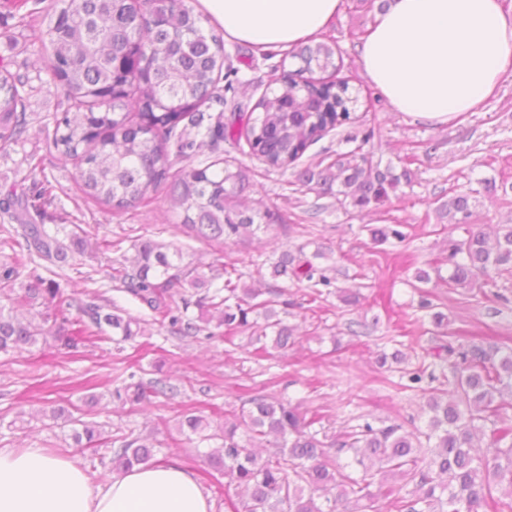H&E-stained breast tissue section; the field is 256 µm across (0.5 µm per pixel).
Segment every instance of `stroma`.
Listing matches in <instances>:
<instances>
[{
    "label": "stroma",
    "instance_id": "1",
    "mask_svg": "<svg viewBox=\"0 0 512 512\" xmlns=\"http://www.w3.org/2000/svg\"><path fill=\"white\" fill-rule=\"evenodd\" d=\"M378 7V0H344L326 30L343 57V75L349 77L352 88L362 92L370 85L359 67L357 47L373 25ZM17 22V16L0 8V61L25 76L30 86L24 94L26 131L0 149V199L51 184L53 197L43 206L41 223L56 226L63 237L78 224L115 242V249L108 253L77 255L72 265L50 266L42 275L77 299L93 290L106 309L140 316L144 336L142 346L136 348L127 343L91 344L75 359L51 340L19 352L0 353V448L36 445L74 459L93 478L111 475L107 449L74 447L70 425L53 424L43 415L50 406L84 407L94 395L98 402L89 408L94 420L115 432L131 430L149 438L156 448V460L177 463L191 474L208 496L213 512H235L240 495L205 459L210 448L218 447V440L199 445L176 430L177 417L185 407L201 410L219 428L225 411L240 408L261 388L270 396L300 404L306 414H318L316 430L330 436L363 419L412 420L425 427L420 392L395 389L399 372L379 369L374 354L399 348L412 361L435 343L432 326L418 322L419 297L412 283L418 270L427 269L429 261L444 255L446 233L436 208L447 199L449 190L477 191L486 223L512 221V209L501 205L499 194L484 190L488 181L497 187L512 185V78L502 81L478 111L446 124L416 120L393 111L382 97L372 96L355 123L329 132L307 148L299 161L303 167L330 162L336 154L350 151L346 133L366 134L370 140L364 152L395 170L409 169L411 186L404 196L391 198L381 214L350 216L337 210L327 197L324 210L310 217L315 197L299 191L292 172L269 168L229 139L214 150L207 146L194 149L189 157L175 161L174 170L202 168L223 158L241 162L250 176L246 198L285 219L284 224H271L248 247L207 243L182 233L165 193H158L149 205L120 214L110 206L85 201L75 163L52 143L55 118L67 103L63 92L47 82L48 50L38 35L20 32ZM224 51L235 70V99L248 111L263 94L279 91V84L270 78L272 67L282 65L294 71L301 65L299 59L278 54L262 57L240 43L225 44ZM387 216L411 225L406 241L372 243L368 225L382 223ZM144 235L181 247L188 259L202 265L222 257L225 264L243 273L246 282L257 280L265 288L287 287L293 303L287 322L298 326L301 345L257 358L246 332L238 335L233 351L217 338L171 335L155 322L149 309L117 290L110 278L113 264L132 256L134 241ZM317 243L333 251L337 287L360 289L365 297L362 307L345 305L332 294L320 309L309 311L301 304L306 282L272 277L270 268L259 271L251 263L261 252L293 253L301 247L310 255ZM85 272L93 276V286L82 281ZM428 288L447 314L448 330L457 342L476 338L512 347V279H494L478 294L451 290L442 283H429ZM363 319L369 320V329L363 335H351L349 321ZM155 360L160 363L159 377L178 385L179 395L165 405L136 412L117 408L110 394L113 378L125 370L140 372Z\"/></svg>",
    "mask_w": 512,
    "mask_h": 512
}]
</instances>
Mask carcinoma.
<instances>
[{
	"label": "carcinoma",
	"instance_id": "1",
	"mask_svg": "<svg viewBox=\"0 0 512 512\" xmlns=\"http://www.w3.org/2000/svg\"><path fill=\"white\" fill-rule=\"evenodd\" d=\"M46 21L50 81L64 93L72 111L55 121L54 147L76 162L82 191L92 200L117 211L148 203L161 189L172 168L168 145L176 140V156L186 157L196 145L191 130L216 146L224 138L245 139L249 153L268 167L286 170L295 165L309 145L327 132L352 123L357 97L348 82L332 80L343 59L336 43L310 41L289 52L301 61L296 74L283 73V89L256 104L260 115L236 107L233 121L202 127L204 108L214 102L229 103L220 93L224 67V40L210 19L195 12L187 0H62ZM21 76L0 66V148L18 140L25 131L26 112ZM188 125L181 128L182 121ZM249 182V170L240 163L215 161L204 168L183 169L168 192L170 208L180 228L190 237L247 243L258 238L273 213L248 208L240 195ZM296 182L316 198L330 196L336 208L349 212L377 210L400 185L411 184V173L399 174L391 166L361 152V147L339 153L324 167L296 173ZM42 188L18 202L1 203L13 212L18 227L3 229L0 248L12 251L13 260L0 265V290L15 288L21 276L23 293L12 298L17 305L41 301L46 312L41 322H23L0 305V352L31 346L52 338L66 353L76 356L88 343L119 336L134 340L141 318L128 312H107L95 297L79 305L60 292V285L33 271L28 262L37 257L50 265L65 260L69 250L84 249L86 240L73 231L69 241L50 233L45 224L29 221L30 211L41 210ZM437 211L448 223L464 230L461 238L448 236V276L441 265L433 267L436 279L448 287L470 291L483 288L481 277L494 271L512 277V224L498 226L495 238L484 232L472 195L451 190ZM407 225L367 226L372 241L383 244L407 238ZM135 254L112 267V281L157 315L156 321L180 337H196L216 322L224 341L251 332L267 352L286 351L299 343L288 314V290L262 291L244 281L242 274L224 268L221 258L209 271L224 276V284L211 296L197 300L200 315L189 317L172 307L173 290L206 288L211 278L201 266L186 259L179 248L151 238L133 244ZM298 255L281 253L271 263L273 275L288 270L310 283L307 303L316 304L333 287L326 269ZM268 298H263V295ZM424 292L421 308L429 311L437 335L448 334V317ZM77 314H71V309ZM62 324L47 329L50 316ZM429 363L404 370L403 389L425 397L426 429L405 423L375 427L366 422L352 431L327 439L310 431L299 406L253 395L240 410L224 412L221 434L209 433L211 424L200 411L181 412L180 432L186 439H222L208 453L210 465L224 474L228 484L249 495L244 512H337L341 502L361 506L365 512H512V347L484 340L457 346L444 341L427 353ZM430 383L425 388L423 382ZM440 382L433 388L431 383ZM112 402L133 410L168 401L180 393L178 385L162 379L130 374L114 380ZM49 419L75 425L71 439L81 447L110 445L112 469L127 472L154 457V447L133 434L109 435L97 422L84 421L69 410L53 408ZM266 440L275 452L266 457L255 451ZM492 447V457L476 456L482 442ZM348 454L340 462L338 455ZM379 481H374L375 475ZM376 491H371L373 484Z\"/></svg>",
	"mask_w": 512,
	"mask_h": 512
}]
</instances>
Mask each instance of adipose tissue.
Masks as SVG:
<instances>
[{
    "label": "adipose tissue",
    "mask_w": 512,
    "mask_h": 512,
    "mask_svg": "<svg viewBox=\"0 0 512 512\" xmlns=\"http://www.w3.org/2000/svg\"><path fill=\"white\" fill-rule=\"evenodd\" d=\"M342 0H197L228 42L286 52L318 38ZM371 86L398 112L445 124L512 77V9L503 0H389L359 48ZM0 512H211L180 467L133 468L93 484L73 459L0 448Z\"/></svg>",
    "instance_id": "obj_1"
}]
</instances>
